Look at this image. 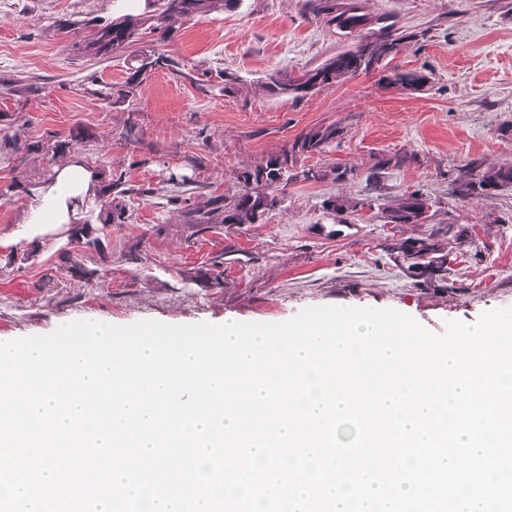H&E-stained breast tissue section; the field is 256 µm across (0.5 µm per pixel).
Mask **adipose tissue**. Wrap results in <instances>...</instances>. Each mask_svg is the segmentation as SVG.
I'll return each mask as SVG.
<instances>
[{"label": "adipose tissue", "instance_id": "1", "mask_svg": "<svg viewBox=\"0 0 512 512\" xmlns=\"http://www.w3.org/2000/svg\"><path fill=\"white\" fill-rule=\"evenodd\" d=\"M90 182L89 173L78 164L60 169L53 183L42 188L30 207L33 224H66L70 221L69 202L84 195Z\"/></svg>", "mask_w": 512, "mask_h": 512}]
</instances>
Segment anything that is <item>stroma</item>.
Wrapping results in <instances>:
<instances>
[{
  "label": "stroma",
  "mask_w": 512,
  "mask_h": 512,
  "mask_svg": "<svg viewBox=\"0 0 512 512\" xmlns=\"http://www.w3.org/2000/svg\"><path fill=\"white\" fill-rule=\"evenodd\" d=\"M363 3L412 33L393 63L424 74L423 87L373 73L297 104L263 92L270 71L307 70L352 45L305 0H238L174 22L171 41L146 35L142 51L174 57L181 71L142 81L129 52L102 60L79 46L144 0H0V340L73 320L279 323L310 306L395 308L439 333L444 320L512 307V190L449 193L467 161L512 162V0ZM227 70L237 91L224 89ZM332 123L341 138L297 161L325 179L272 189L276 206L254 224H189L188 210L235 189L239 172ZM57 140L59 166L80 160L97 184L122 180L118 202L131 215L72 262L60 257L64 226L28 221L45 180L33 145ZM405 152L412 164L372 174L376 157ZM415 189L432 203L429 223H384V204ZM175 192L181 204L170 203ZM353 197L372 209L332 211ZM436 228L448 231V285L419 287L387 247ZM218 256L216 284L206 272Z\"/></svg>",
  "instance_id": "obj_1"
}]
</instances>
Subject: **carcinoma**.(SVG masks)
<instances>
[{
    "instance_id": "1",
    "label": "carcinoma",
    "mask_w": 512,
    "mask_h": 512,
    "mask_svg": "<svg viewBox=\"0 0 512 512\" xmlns=\"http://www.w3.org/2000/svg\"><path fill=\"white\" fill-rule=\"evenodd\" d=\"M307 7L316 18L350 35L351 48L340 52L320 65L298 74L272 71L259 83V87L271 96L299 103L309 97L304 86L320 76L328 90L360 74L376 70L383 72V80L395 87L423 85L426 76L412 70L402 71L391 61L405 40L412 35L396 28V24L384 23L362 12V7L351 0L337 3L336 0H306ZM158 8L152 14L125 15L96 28L83 51L95 57H110L123 50H136L148 33H157L165 40L173 33L172 23L203 16L224 6L232 7L237 0H157ZM138 66L133 76L143 78L160 68H173V59L163 54H140L136 56ZM341 128L332 124L296 137L287 149L268 156L254 168L238 174L237 180L243 189L226 192L208 198L190 213L189 223L204 228L214 224H254L263 213L273 208L277 199L269 196L267 189L277 187L292 179L318 181L325 178L322 170L312 168L289 173V166L306 155L319 154L340 136ZM455 180L459 182L458 199H478L493 195L500 190L512 188V163L479 169L468 163L459 169ZM121 185L116 180L100 190L99 213L105 215V224H125V210L114 204L112 190ZM431 203L422 192L414 190L403 194L381 211L387 224H422L427 219ZM441 230H432L426 236L406 239L388 246L394 259L401 262L407 277L417 284L447 287L448 246L441 239Z\"/></svg>"
}]
</instances>
